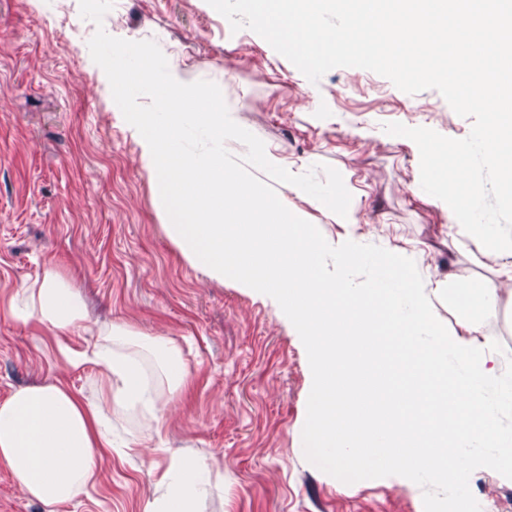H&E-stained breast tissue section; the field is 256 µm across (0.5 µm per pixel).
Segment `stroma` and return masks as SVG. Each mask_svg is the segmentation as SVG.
Segmentation results:
<instances>
[{
  "instance_id": "1",
  "label": "stroma",
  "mask_w": 512,
  "mask_h": 512,
  "mask_svg": "<svg viewBox=\"0 0 512 512\" xmlns=\"http://www.w3.org/2000/svg\"><path fill=\"white\" fill-rule=\"evenodd\" d=\"M66 4L55 17L34 0H0V402L56 381L106 398L97 367L70 365L60 350L84 352L107 322L169 339L186 387L164 428L166 451L114 449L101 481L59 512H143L157 475L183 456L209 466L208 512H424L404 477L346 484L306 459L312 374L295 327L273 298L183 255L137 131L91 58L96 26L79 0ZM105 30L155 41L191 78L215 82L287 161L337 169L363 192L361 223L394 253L425 251L434 274L489 277L441 206L412 199L416 144L384 130L399 122L466 137L472 118L437 91L407 94L357 67L310 82L252 30L232 31L207 0H114ZM48 266L86 305V321L61 338L12 310L17 289ZM469 487L488 512L512 503V482L487 468Z\"/></svg>"
}]
</instances>
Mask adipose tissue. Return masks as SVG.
<instances>
[{
  "mask_svg": "<svg viewBox=\"0 0 512 512\" xmlns=\"http://www.w3.org/2000/svg\"><path fill=\"white\" fill-rule=\"evenodd\" d=\"M23 321L54 335L69 332L86 318L79 295L53 267L22 285ZM89 361L108 389L102 401L59 384L18 389L0 403V462L10 469L21 491L57 512L84 495L113 449L163 451L162 442L122 436L112 428L111 409L148 420L163 432L170 397L185 386L176 348L166 338L149 339L152 359L128 355L140 342L130 327L105 323ZM209 467L199 457H177L161 471L144 512H205Z\"/></svg>",
  "mask_w": 512,
  "mask_h": 512,
  "instance_id": "1",
  "label": "adipose tissue"
}]
</instances>
